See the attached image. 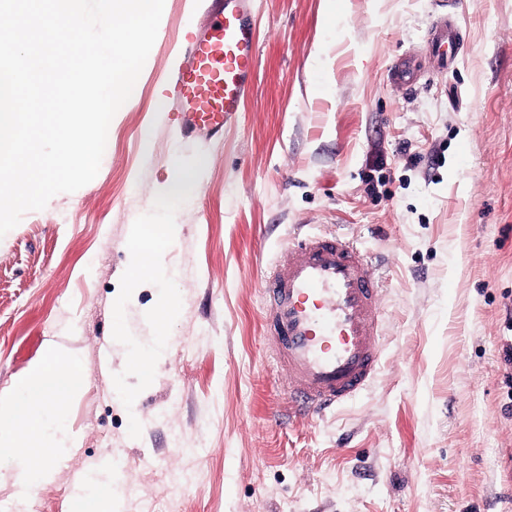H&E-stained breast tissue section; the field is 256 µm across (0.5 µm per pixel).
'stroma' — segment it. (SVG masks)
Instances as JSON below:
<instances>
[{
    "label": "stroma",
    "instance_id": "obj_1",
    "mask_svg": "<svg viewBox=\"0 0 512 512\" xmlns=\"http://www.w3.org/2000/svg\"><path fill=\"white\" fill-rule=\"evenodd\" d=\"M439 2L255 0L251 93L202 143L163 74L206 0H165L97 176L0 237V391L52 342L86 381L62 403L77 448L25 503L0 461V505L58 512L116 456L109 512H512V0H453L454 65L399 90L390 68L423 54ZM176 155L201 183L171 215ZM169 223L170 278L132 284L135 225ZM307 231L346 234L384 275L382 357L363 394L282 425L260 288ZM165 297L169 350L145 383L129 344L152 342ZM102 469H107L111 473V475L112 472L114 471V473L116 474L117 481H120V473H118L119 467H115L114 458H109L105 464L96 461L94 463L92 471L89 474L78 478L74 482L72 488L70 489L71 507L76 505L80 501V499L90 491L92 487L93 478L96 476V473Z\"/></svg>",
    "mask_w": 512,
    "mask_h": 512
}]
</instances>
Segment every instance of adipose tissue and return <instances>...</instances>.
I'll return each mask as SVG.
<instances>
[{"mask_svg":"<svg viewBox=\"0 0 512 512\" xmlns=\"http://www.w3.org/2000/svg\"><path fill=\"white\" fill-rule=\"evenodd\" d=\"M177 233L174 224L137 225L132 240L131 281L159 273V255ZM172 312V301L161 300L156 307V336L152 343L130 345V358L141 380L151 379L166 358L167 319ZM84 372V364L77 355L53 346L44 360L10 389L0 392V457L9 461L22 496H32L49 481L54 466L65 461L67 448L74 444L60 405L83 391Z\"/></svg>","mask_w":512,"mask_h":512,"instance_id":"adipose-tissue-1","label":"adipose tissue"}]
</instances>
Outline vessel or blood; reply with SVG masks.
<instances>
[{"mask_svg": "<svg viewBox=\"0 0 512 512\" xmlns=\"http://www.w3.org/2000/svg\"><path fill=\"white\" fill-rule=\"evenodd\" d=\"M251 10L252 0H212L207 24L180 51L169 79L180 130L191 139L221 138L249 94L258 56ZM457 39L453 17L440 14L425 37L437 68L454 60ZM421 70L418 59H399L392 80L409 90ZM261 292L266 336L287 377L289 417L322 416L370 386L381 355L382 290L354 242L332 233L294 238Z\"/></svg>", "mask_w": 512, "mask_h": 512, "instance_id": "vessel-or-blood-1", "label": "vessel or blood"}]
</instances>
